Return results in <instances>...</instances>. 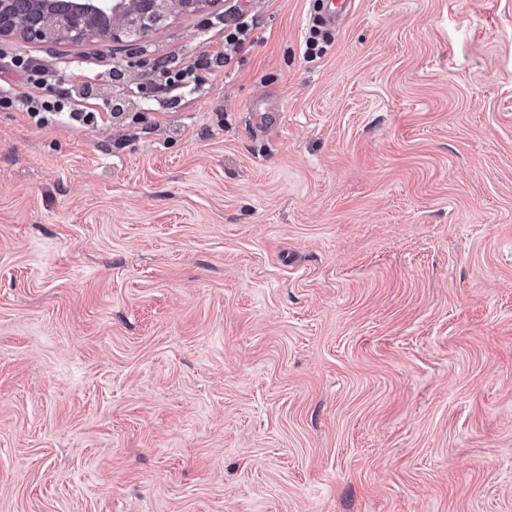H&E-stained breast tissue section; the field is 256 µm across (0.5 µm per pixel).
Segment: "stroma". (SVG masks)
<instances>
[{
  "label": "stroma",
  "instance_id": "1",
  "mask_svg": "<svg viewBox=\"0 0 512 512\" xmlns=\"http://www.w3.org/2000/svg\"><path fill=\"white\" fill-rule=\"evenodd\" d=\"M233 3L0 41L124 105L0 109V512H512V0H356L311 62L247 0L207 92L125 96ZM218 22L224 29V42L228 44H246L253 30V18L234 6L225 9L224 20ZM92 99H86L82 104H77L76 108L71 109L69 112V116L75 122L84 124V125H99L104 123H109L112 117H115V112L109 111L107 108L103 107L102 111H100L97 106V103L92 102ZM80 107V108H78Z\"/></svg>",
  "mask_w": 512,
  "mask_h": 512
}]
</instances>
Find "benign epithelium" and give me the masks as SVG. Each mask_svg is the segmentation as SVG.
Returning <instances> with one entry per match:
<instances>
[{"label":"benign epithelium","instance_id":"1","mask_svg":"<svg viewBox=\"0 0 512 512\" xmlns=\"http://www.w3.org/2000/svg\"><path fill=\"white\" fill-rule=\"evenodd\" d=\"M0 0V39L22 36L57 45L87 38L140 39L175 13L200 12L212 0Z\"/></svg>","mask_w":512,"mask_h":512}]
</instances>
